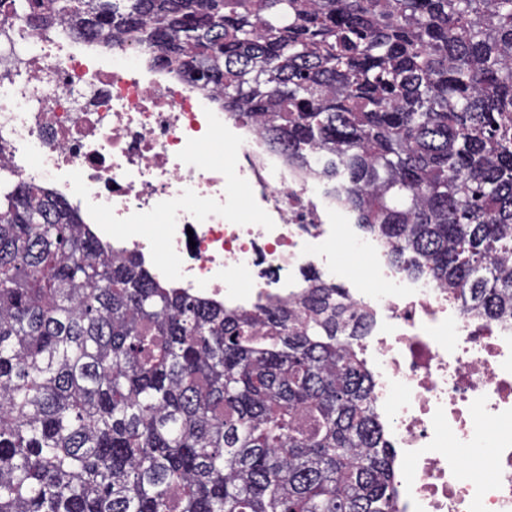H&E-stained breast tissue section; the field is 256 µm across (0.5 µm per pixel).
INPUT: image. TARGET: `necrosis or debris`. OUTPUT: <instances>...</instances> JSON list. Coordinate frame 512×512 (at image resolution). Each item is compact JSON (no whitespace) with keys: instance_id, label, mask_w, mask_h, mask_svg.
<instances>
[{"instance_id":"1","label":"necrosis or debris","mask_w":512,"mask_h":512,"mask_svg":"<svg viewBox=\"0 0 512 512\" xmlns=\"http://www.w3.org/2000/svg\"><path fill=\"white\" fill-rule=\"evenodd\" d=\"M0 173L47 186L105 250L157 283L252 311L340 288L394 452L399 512H512V319L403 270L316 174L131 43L0 16ZM368 264L360 279L337 256ZM488 461L481 477L467 458Z\"/></svg>"}]
</instances>
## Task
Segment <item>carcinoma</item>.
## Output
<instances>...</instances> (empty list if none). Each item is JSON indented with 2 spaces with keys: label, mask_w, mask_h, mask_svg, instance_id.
<instances>
[{
  "label": "carcinoma",
  "mask_w": 512,
  "mask_h": 512,
  "mask_svg": "<svg viewBox=\"0 0 512 512\" xmlns=\"http://www.w3.org/2000/svg\"><path fill=\"white\" fill-rule=\"evenodd\" d=\"M129 41L340 187L392 261L512 318V0H0ZM337 288L227 310L0 190V512H395Z\"/></svg>",
  "instance_id": "obj_1"
}]
</instances>
